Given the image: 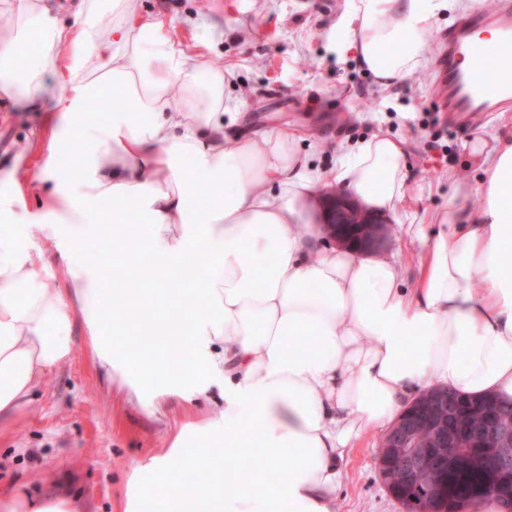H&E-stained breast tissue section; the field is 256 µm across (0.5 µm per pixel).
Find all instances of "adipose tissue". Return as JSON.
I'll return each mask as SVG.
<instances>
[{
  "mask_svg": "<svg viewBox=\"0 0 512 512\" xmlns=\"http://www.w3.org/2000/svg\"><path fill=\"white\" fill-rule=\"evenodd\" d=\"M448 0H346L329 48L353 55L383 85L426 64L429 35ZM75 26L49 0H13L0 39V95L19 110L55 98L58 122L41 137L38 211L19 189L27 170L0 178V419L29 402L73 353L82 326L95 361L144 401L192 403L224 377L221 419L182 427L170 455L131 480L143 512H336L341 463L360 434L388 427L421 390L437 384L512 400V140L492 154L468 150L481 170L476 219L438 214L441 229L412 227L421 247L413 277L396 256L324 245L304 223L319 188L336 187L379 215L409 196L400 142L377 133L344 148L335 169H313L286 130L262 141L230 137L223 71L207 43L187 50L133 0H71ZM67 92L53 97L54 83ZM125 98L106 122L90 118L102 91ZM83 148L57 170L63 143ZM207 207H199L201 197ZM111 199L103 219L97 205ZM113 224L135 268L187 280L174 298L114 314L124 292L101 285L79 241ZM39 242L34 261L22 238ZM137 335L121 337L126 326ZM183 337H175V330ZM192 351L169 370L178 343ZM151 348L143 356L141 345ZM223 449L204 484L169 477ZM0 512H82L63 493L29 498L0 489Z\"/></svg>",
  "mask_w": 512,
  "mask_h": 512,
  "instance_id": "ef3b65f1",
  "label": "adipose tissue"
}]
</instances>
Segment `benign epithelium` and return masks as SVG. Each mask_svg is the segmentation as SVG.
<instances>
[{
  "label": "benign epithelium",
  "mask_w": 512,
  "mask_h": 512,
  "mask_svg": "<svg viewBox=\"0 0 512 512\" xmlns=\"http://www.w3.org/2000/svg\"><path fill=\"white\" fill-rule=\"evenodd\" d=\"M320 228L340 247L380 253L389 242L383 217L355 199L334 192L320 197ZM497 406L485 409L482 440L472 444L469 432L455 428L457 406L448 388L423 390L385 433L376 458L379 480L404 512H471L475 501L448 500V472L475 469L483 473L481 497L512 504V426L496 420Z\"/></svg>",
  "instance_id": "7a95c632"
}]
</instances>
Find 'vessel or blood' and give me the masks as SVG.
<instances>
[{"mask_svg": "<svg viewBox=\"0 0 512 512\" xmlns=\"http://www.w3.org/2000/svg\"><path fill=\"white\" fill-rule=\"evenodd\" d=\"M486 27L498 33V55L475 39ZM441 38L446 111L496 112L512 102V0H496L490 11L463 13Z\"/></svg>", "mask_w": 512, "mask_h": 512, "instance_id": "obj_1", "label": "vessel or blood"}]
</instances>
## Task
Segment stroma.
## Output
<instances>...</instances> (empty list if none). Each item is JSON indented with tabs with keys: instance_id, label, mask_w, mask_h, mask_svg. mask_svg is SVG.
<instances>
[{
	"instance_id": "stroma-1",
	"label": "stroma",
	"mask_w": 512,
	"mask_h": 512,
	"mask_svg": "<svg viewBox=\"0 0 512 512\" xmlns=\"http://www.w3.org/2000/svg\"><path fill=\"white\" fill-rule=\"evenodd\" d=\"M493 0H456L430 35V60L391 88L351 58L328 49L325 34L340 19L345 0H137L141 14L168 24L193 48L205 38L212 67L228 79L224 98L239 115L237 132L253 139L281 129L302 133L319 170L335 168L341 146L381 131L404 144L419 199L416 223H428L449 202L461 219L482 205L472 194L479 168L464 145L512 138V108L475 118H451L436 79L440 33L454 13ZM53 100L20 112L0 98V174L22 153L38 152L32 134L50 129ZM71 359L49 373L35 398L0 426V487L24 484L31 495L63 489L79 496L84 512H122L132 471L170 448L186 423L220 417L224 398L211 388L191 405L172 398L162 406L131 402L112 391L82 329L73 333ZM381 431L367 432L342 463L338 512H402L377 471Z\"/></svg>"
}]
</instances>
